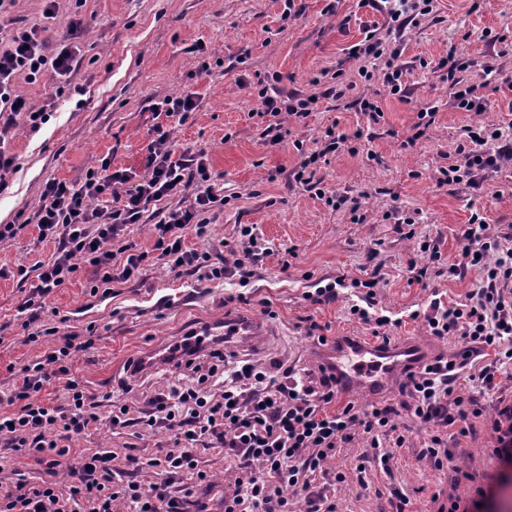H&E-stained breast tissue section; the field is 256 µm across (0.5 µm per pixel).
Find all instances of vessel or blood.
I'll use <instances>...</instances> for the list:
<instances>
[{
    "label": "vessel or blood",
    "mask_w": 512,
    "mask_h": 512,
    "mask_svg": "<svg viewBox=\"0 0 512 512\" xmlns=\"http://www.w3.org/2000/svg\"><path fill=\"white\" fill-rule=\"evenodd\" d=\"M255 321L239 316L225 317L223 322L206 332L207 338H220L225 348H232L241 340L259 335ZM320 364L331 367L339 387L376 390L389 375L403 373L407 367L417 365L421 352L409 342L382 345L350 337H339L317 349Z\"/></svg>",
    "instance_id": "vessel-or-blood-1"
}]
</instances>
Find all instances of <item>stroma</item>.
<instances>
[{"label": "stroma", "mask_w": 512, "mask_h": 512, "mask_svg": "<svg viewBox=\"0 0 512 512\" xmlns=\"http://www.w3.org/2000/svg\"><path fill=\"white\" fill-rule=\"evenodd\" d=\"M331 2L336 5L332 13L326 10ZM44 6V0H16L8 12L11 28L42 27L55 46L66 36L70 20L81 19L84 32L71 75L81 93L56 99L53 117L39 130H17L10 149L19 168L0 192V222L10 224L19 211L37 210L46 180H79L103 156H111L113 167L142 171L153 104L188 89L196 93L198 107L186 125L173 129L174 148L206 151L218 183L231 197L210 212V237L191 239V246L232 243L238 225L255 224L273 249L244 289L232 278L218 284L152 266L140 279L99 298L90 296L91 272L84 269L47 299V318L61 332L96 329L95 347L77 359L74 373L98 402L101 424L77 440V447L143 459L164 455L172 446L171 431L115 432L107 420L113 404L144 409L155 391L178 385L182 376L169 366L133 382L125 366L203 323L223 319L225 311L263 324L265 349L248 350L247 357L265 364L281 359L300 370H317L318 341L307 329L311 320L321 325L324 336L371 340L369 326L349 319L347 297L323 306L307 298L316 279L365 277L369 255L383 265L379 304L393 313L426 307L435 295L448 304L464 298L478 280L477 271L453 281L435 277L424 286L409 282L407 262L416 243L400 235L387 211L416 214L418 234L451 258L461 251L460 227L476 211L496 232L512 238V167L489 177L478 190L464 184L440 186L434 180L454 154L463 127L495 125L512 139V0H434L432 14L401 33L389 31L386 16L360 7L359 0H295L291 9L285 0H59L55 18L48 20ZM374 27L401 49L408 89L402 99L380 90L384 117L378 124L359 108L324 96L323 86L312 83L320 72L339 66L345 81H358L359 64L348 51L365 29ZM452 49L472 60L464 74L470 83L483 80L480 61L494 57L502 66L506 80L481 113L448 107V85L435 67ZM274 75L281 76L284 91L317 93L321 99L317 111L293 126L291 141L272 147L261 136L256 87ZM429 107L437 111L434 124L408 144L418 112ZM333 125L348 135L361 132L362 138L357 154L336 153L319 175L326 191L361 197L362 224L351 223L348 212L333 210L293 178L300 150L316 149ZM298 140L303 143L299 150L294 147ZM290 246L298 257L285 267L281 260ZM55 248L39 240L32 225L0 244V268L8 272L0 278V413L10 409L9 366H21L40 353L39 346L23 344L25 317L18 311L32 284L12 272L49 257ZM241 292L247 303L235 302ZM268 306L273 309L269 315L264 312ZM495 415L494 403H487L473 434L449 441L454 466L448 470L418 462L424 433L400 415L404 447L395 449L389 470L369 464L372 493H361L352 479L336 484L338 512H391L395 489L411 497L416 512H439L449 499L474 497L479 486L491 489L489 512H512V489L500 490L502 469L487 430ZM460 469L475 475V483L457 482Z\"/></svg>", "instance_id": "stroma-1"}]
</instances>
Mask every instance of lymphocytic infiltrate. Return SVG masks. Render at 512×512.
I'll return each instance as SVG.
<instances>
[{
	"mask_svg": "<svg viewBox=\"0 0 512 512\" xmlns=\"http://www.w3.org/2000/svg\"><path fill=\"white\" fill-rule=\"evenodd\" d=\"M349 56L360 60L358 74L364 81L380 80L391 94L403 95L407 69L399 48L387 47L379 34L369 30L351 47ZM75 58L71 45L50 47L35 26L13 33L9 40L0 39V191L17 170L16 157L6 150V143L18 126L39 129L54 109L50 101L39 108L31 105L18 88L19 78L32 80L51 72L57 80L54 94L62 96ZM469 66V61L453 54L437 64L448 82L449 108L479 113L490 100L478 85L464 79ZM258 96L259 115L267 120L263 135L272 146L280 145L288 134L284 117L306 119L319 101L314 94L284 97L264 85ZM196 107L197 97L188 90L155 103L154 114L166 121L152 128L143 175L113 168L110 158H102L86 169L79 182L47 180L35 213L18 212L14 223L0 225V243L33 224L40 239L56 244L49 258L16 270L21 281H37L18 311L26 316L25 343L41 345L42 353L16 370L9 396L12 409L0 413V447L32 462L43 477L36 483L18 478L0 487V512H114L119 503L131 512H204L206 505L197 498L196 489L208 483L209 475L198 467L200 446L224 451L231 475L224 489V512H336L328 486L346 479L333 463L337 449L361 435L378 451L380 464L388 465L392 455L385 452V444L400 448L406 441L395 422L404 411L428 429L419 461L439 470L447 468L453 462L449 438L470 434L474 420L483 416L485 397L496 394L499 370L512 364V248L474 214L461 230L465 245L455 259L444 258L430 244L408 263L413 283L441 274L456 280L471 270L478 271L479 282L453 305L434 298L426 308L409 312L407 319L422 321L429 336L455 338L464 351L458 358L437 356L405 370L399 384L401 403L363 407L342 398L335 375L327 372L302 375L282 363L268 369L186 343L180 354L169 357L184 375L179 386L150 397L145 415L132 416L130 406L121 404L113 407L109 418L115 430L167 428L174 433L173 448L143 463L130 454L122 457L112 450L76 447V440L100 424L91 396L73 374L75 358L93 349L94 335L63 334L47 322L45 301L51 294L70 283L85 265L93 270L89 285L93 297L111 295L113 288L155 265L217 283L230 276L245 287L272 253L253 224L240 225L232 260L189 246V239L209 236L208 214L225 201L206 153L174 149L173 125L185 124ZM347 140V134L328 128L319 148L305 154L294 178L333 209H347L352 222L361 224L366 215L359 199L326 192L316 176L318 162L337 153ZM455 153L456 160L440 168L437 184L478 188L512 164V143L489 125L467 126ZM191 186L196 189L192 203L169 209L151 224V250L133 252L126 241L130 226L148 222L157 203ZM380 277L377 266L365 280L339 276L316 288L310 300L329 304L338 300L341 290L357 289L353 318L383 340L386 327H401L403 320L387 315L380 306L375 291ZM486 354L493 360L484 365L479 358ZM462 377L470 383L463 393L455 387ZM59 378L65 379L68 390L61 404L44 396L47 386ZM68 459L73 462L70 479L62 482L59 469ZM187 475L191 484L173 490L174 481Z\"/></svg>",
	"mask_w": 512,
	"mask_h": 512,
	"instance_id": "obj_1",
	"label": "lymphocytic infiltrate"
}]
</instances>
